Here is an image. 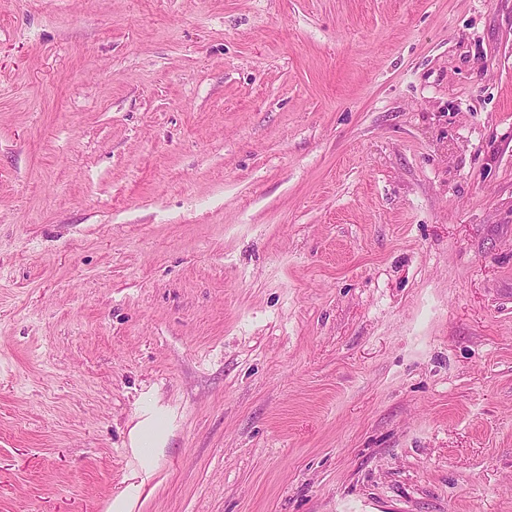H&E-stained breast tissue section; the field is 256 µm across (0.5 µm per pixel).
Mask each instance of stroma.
<instances>
[{
  "mask_svg": "<svg viewBox=\"0 0 512 512\" xmlns=\"http://www.w3.org/2000/svg\"><path fill=\"white\" fill-rule=\"evenodd\" d=\"M0 512H512V0H0Z\"/></svg>",
  "mask_w": 512,
  "mask_h": 512,
  "instance_id": "35a3bbf8",
  "label": "stroma"
}]
</instances>
